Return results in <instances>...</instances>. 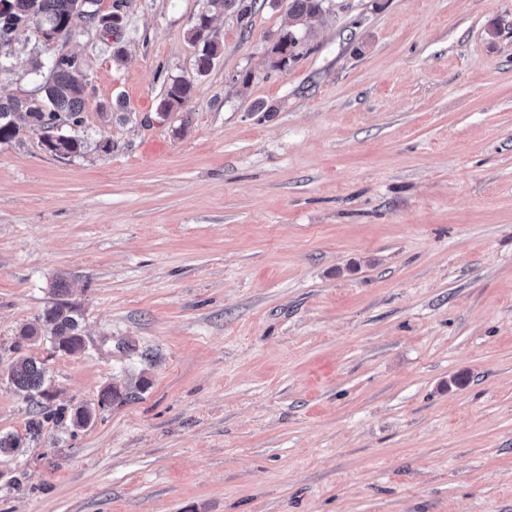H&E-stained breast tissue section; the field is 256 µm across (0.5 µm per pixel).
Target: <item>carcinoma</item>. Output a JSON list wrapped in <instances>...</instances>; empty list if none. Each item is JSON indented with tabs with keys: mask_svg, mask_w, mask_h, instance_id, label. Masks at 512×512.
Instances as JSON below:
<instances>
[{
	"mask_svg": "<svg viewBox=\"0 0 512 512\" xmlns=\"http://www.w3.org/2000/svg\"><path fill=\"white\" fill-rule=\"evenodd\" d=\"M276 0H208L209 8L200 12L190 28L191 40L200 45L196 66L197 72H208L218 53L219 44L212 32L211 10L218 9L237 14L243 21L251 17L260 3ZM323 0H290L289 13L292 22L284 28L276 42L273 53L275 67H282L300 56L302 37L296 27L323 10ZM95 0H0V41H11L17 31L34 27L38 30L54 31L69 37L77 22L93 23L98 12L92 9ZM83 60L73 55H59L54 65L48 67V77L36 88L37 94L21 102L19 97L0 99V143L19 137L25 130L42 132L45 146L55 155L69 156L81 149V141L57 133V126L77 127L82 124L85 111ZM193 85L190 80L179 78L166 85L158 111L171 112L181 108L190 98ZM60 299L45 309L41 325L27 326L17 334L15 347L42 334L48 336L53 348L65 354L84 350L79 317L75 307L66 299V284L59 280L55 284ZM9 382L14 389L26 393L27 397L40 396L46 400L53 397L46 384L45 368L31 357H20L10 367ZM131 393L116 387L101 391L99 406L104 407L120 400L126 401Z\"/></svg>",
	"mask_w": 512,
	"mask_h": 512,
	"instance_id": "obj_1",
	"label": "carcinoma"
}]
</instances>
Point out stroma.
I'll use <instances>...</instances> for the list:
<instances>
[{"label":"stroma","instance_id":"35a3bbf8","mask_svg":"<svg viewBox=\"0 0 512 512\" xmlns=\"http://www.w3.org/2000/svg\"><path fill=\"white\" fill-rule=\"evenodd\" d=\"M289 2L202 75L206 0L0 46V98L86 96L80 154L0 143V512H512V0H325L280 70ZM59 275L84 351L15 347ZM21 354L93 421L30 439ZM193 85L190 80L179 78L166 85L163 98L158 104V111L168 113L181 108L190 98Z\"/></svg>","mask_w":512,"mask_h":512}]
</instances>
